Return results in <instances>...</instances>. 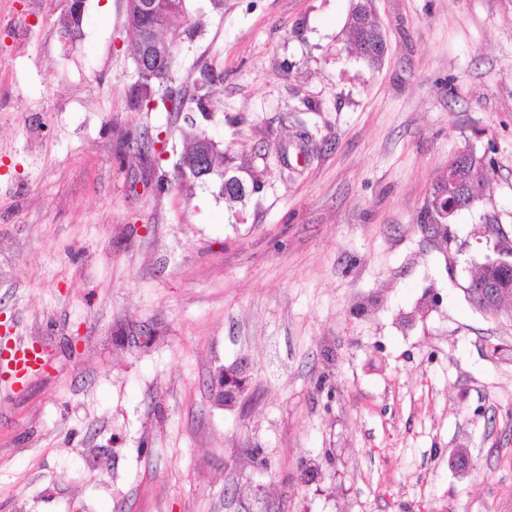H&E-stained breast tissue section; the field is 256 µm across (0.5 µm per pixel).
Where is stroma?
Returning <instances> with one entry per match:
<instances>
[{"instance_id":"obj_1","label":"stroma","mask_w":512,"mask_h":512,"mask_svg":"<svg viewBox=\"0 0 512 512\" xmlns=\"http://www.w3.org/2000/svg\"><path fill=\"white\" fill-rule=\"evenodd\" d=\"M352 4L188 0L180 113L132 100L126 0L74 40L40 0L23 47L0 0V335L51 363L0 358V512H512V310L465 293L512 246V0H373L376 70ZM193 130L243 200L172 185ZM467 147L493 187L443 242L421 211ZM366 21V4H363L361 9L353 8L349 23L353 50L356 45L365 48V54L362 57L354 56V58L370 68H377L386 51V38L382 28L374 29L372 24H367ZM40 357L32 351L27 342L22 339L14 341L13 358L11 362L16 370L15 376L22 377L38 364ZM234 373L224 372L220 368L211 381V392L215 404L219 406H232L244 394L247 388V364H235Z\"/></svg>"}]
</instances>
